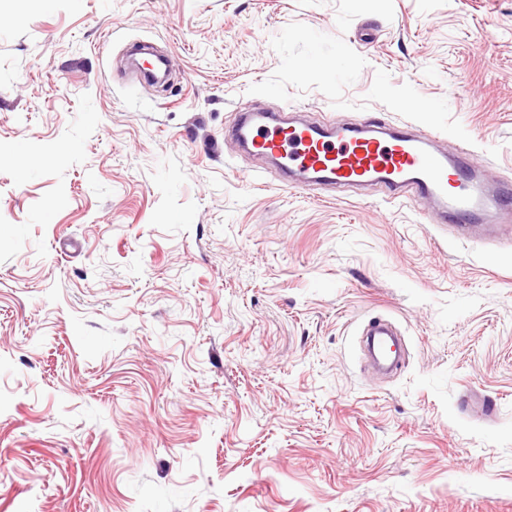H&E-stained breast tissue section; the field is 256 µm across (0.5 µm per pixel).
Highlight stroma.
I'll use <instances>...</instances> for the list:
<instances>
[{"label":"stroma","instance_id":"obj_1","mask_svg":"<svg viewBox=\"0 0 512 512\" xmlns=\"http://www.w3.org/2000/svg\"><path fill=\"white\" fill-rule=\"evenodd\" d=\"M244 105L512 177V0H0V512H512V238L283 186Z\"/></svg>","mask_w":512,"mask_h":512}]
</instances>
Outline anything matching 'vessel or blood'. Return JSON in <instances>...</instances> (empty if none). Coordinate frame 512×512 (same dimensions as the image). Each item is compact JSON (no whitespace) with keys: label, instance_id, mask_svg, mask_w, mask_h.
Segmentation results:
<instances>
[{"label":"vessel or blood","instance_id":"obj_1","mask_svg":"<svg viewBox=\"0 0 512 512\" xmlns=\"http://www.w3.org/2000/svg\"><path fill=\"white\" fill-rule=\"evenodd\" d=\"M234 136L252 153L279 160L285 185L340 193L370 185L388 200L425 199L435 223L512 224V180L489 183L466 144L445 153L431 138L341 121L294 125L242 112Z\"/></svg>","mask_w":512,"mask_h":512}]
</instances>
